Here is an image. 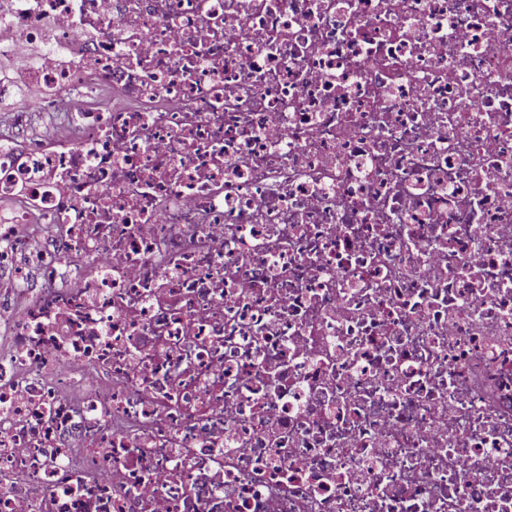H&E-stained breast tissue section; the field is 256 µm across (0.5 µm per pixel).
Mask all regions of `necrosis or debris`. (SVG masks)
I'll return each mask as SVG.
<instances>
[{
  "label": "necrosis or debris",
  "mask_w": 512,
  "mask_h": 512,
  "mask_svg": "<svg viewBox=\"0 0 512 512\" xmlns=\"http://www.w3.org/2000/svg\"><path fill=\"white\" fill-rule=\"evenodd\" d=\"M0 512H512V0H0Z\"/></svg>",
  "instance_id": "obj_1"
}]
</instances>
